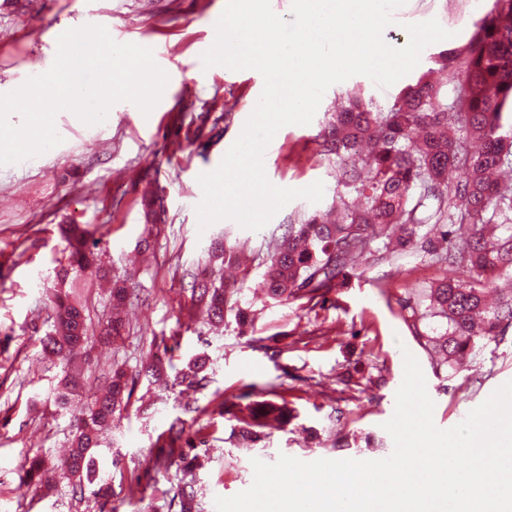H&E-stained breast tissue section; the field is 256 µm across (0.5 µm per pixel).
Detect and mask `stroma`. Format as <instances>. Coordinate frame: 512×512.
Segmentation results:
<instances>
[{"instance_id": "obj_1", "label": "stroma", "mask_w": 512, "mask_h": 512, "mask_svg": "<svg viewBox=\"0 0 512 512\" xmlns=\"http://www.w3.org/2000/svg\"><path fill=\"white\" fill-rule=\"evenodd\" d=\"M227 0H0V94L45 73L57 53V40L68 29L84 26L94 14L119 43L153 51L167 72L168 84L150 114L131 102L116 103L107 122L86 125L73 113L55 117L62 142L20 163L0 166V512H179L176 488L192 479L197 512H216V497H230L253 482L252 459L275 462L285 454L303 461L377 460L394 444L383 425L394 413L403 380V354L418 360L427 392L435 403L437 427L452 428L498 387L512 381V332L490 343L448 375H435L425 351L403 321L398 297L454 277L452 268L434 265L421 251L386 262L363 257L346 288L324 300L275 302L256 295L265 269L268 243L284 225L336 200V168L317 154L316 136L338 98L362 90L365 99L384 109L416 73L433 65L434 54L463 45L472 19L487 0H407L393 13L385 41L404 46L406 24L437 19L449 39L428 45L415 73L387 88L363 75L332 85L307 125L278 130L264 155L268 180L278 187L324 184L319 203L297 198L261 230L235 221L199 229L196 207L203 197L200 174L218 167L241 134L263 90L262 75L247 69L204 67L201 55L216 37L215 24ZM471 21L458 23V12ZM210 110L218 123L194 143L185 133L192 114ZM189 144L191 159L176 155ZM160 198L163 222L153 247L138 255L142 198ZM87 226L113 272H132L140 300L127 308L130 331L112 344L94 341L77 352L73 367L86 368L84 396L103 383L113 362L136 366L150 353L169 347L183 368L198 353L207 354L205 388L160 390L139 382L128 416L101 436L94 451L99 478L112 486L109 499L75 494L73 482L53 467L68 446L69 414L56 412L48 399L59 368L43 360L40 339L47 328L55 260L65 243L57 226L65 221ZM237 244L249 259L250 275L240 305L252 322L239 326L234 315L222 325L199 322L175 275L206 258L215 239ZM283 395L292 420L257 444L237 436L236 420L219 412L215 395L247 410L263 390ZM200 409L197 420L208 440L198 449L192 473L171 462V451L156 440L178 418L185 404ZM348 445L336 447L338 433ZM41 454L52 474L35 487L23 478L28 456Z\"/></svg>"}]
</instances>
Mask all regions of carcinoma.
Returning a JSON list of instances; mask_svg holds the SVG:
<instances>
[{
    "instance_id": "carcinoma-1",
    "label": "carcinoma",
    "mask_w": 512,
    "mask_h": 512,
    "mask_svg": "<svg viewBox=\"0 0 512 512\" xmlns=\"http://www.w3.org/2000/svg\"><path fill=\"white\" fill-rule=\"evenodd\" d=\"M472 28L464 46L442 51L434 59L439 69L462 75L453 98L428 71L385 110L351 92L345 105L331 114L319 138L321 155L336 161L337 184L342 187L336 207L286 225L281 237L271 242L259 283L264 294L278 302L312 300L346 287L354 261L370 253L375 241L382 243L385 258L423 250L460 273L457 279L432 283L417 301H399L405 323L437 375L448 372L457 355L479 354L512 329V291L496 306L486 304L487 293L500 280L512 278V180L491 178L496 170H512V0H492ZM210 120V112L197 113L186 139L201 138ZM450 169L462 174L451 188ZM145 221L146 236L139 247L148 250L158 223L151 201L145 203ZM61 234L66 246L56 259V277L62 290L55 296L54 320L40 344L44 356L66 361L91 340L85 307L64 290L66 285L77 286L92 266L101 277H111V313L96 330L107 339L123 335V310L134 304L137 293L130 277H112L96 264L98 258L87 251L86 228L67 224ZM208 253L228 266L240 263L237 250L219 241ZM182 279L206 324L224 322L229 312L240 325L248 323V311L235 298L237 289L225 284L224 273H215L211 264L184 271ZM166 353L148 357L131 373L121 367L112 370L88 405L80 402L77 376L67 372L58 382L54 404L70 414L72 426L69 452L59 469L75 479L80 491L95 482L92 451L99 447L102 431L121 419L139 381L162 382L171 365ZM206 365V358L195 357L171 386L205 387ZM273 423L288 424V402L256 401L240 427L241 437L260 442ZM160 439L167 448L194 447L180 419ZM46 474L38 455L24 471L30 483H42ZM178 496L180 512H193V483L183 482Z\"/></svg>"
}]
</instances>
